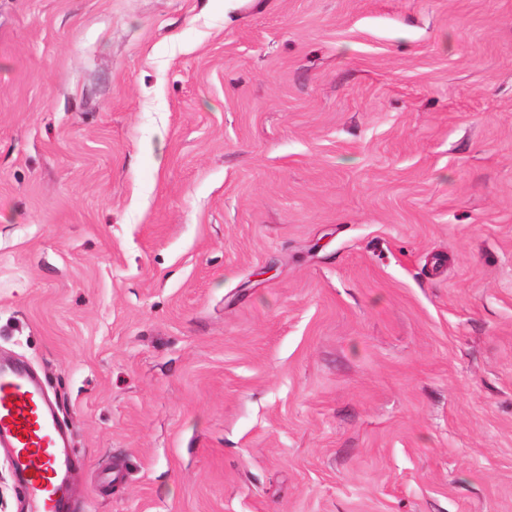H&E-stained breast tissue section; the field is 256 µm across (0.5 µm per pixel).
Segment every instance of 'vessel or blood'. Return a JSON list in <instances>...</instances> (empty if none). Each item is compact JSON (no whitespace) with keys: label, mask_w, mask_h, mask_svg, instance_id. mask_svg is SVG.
Returning <instances> with one entry per match:
<instances>
[{"label":"vessel or blood","mask_w":512,"mask_h":512,"mask_svg":"<svg viewBox=\"0 0 512 512\" xmlns=\"http://www.w3.org/2000/svg\"><path fill=\"white\" fill-rule=\"evenodd\" d=\"M69 438L56 401L28 369L0 362V448L23 477L28 512H73L74 502L63 498L72 468Z\"/></svg>","instance_id":"vessel-or-blood-1"}]
</instances>
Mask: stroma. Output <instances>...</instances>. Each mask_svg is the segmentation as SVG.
Masks as SVG:
<instances>
[{
    "label": "stroma",
    "mask_w": 512,
    "mask_h": 512,
    "mask_svg": "<svg viewBox=\"0 0 512 512\" xmlns=\"http://www.w3.org/2000/svg\"><path fill=\"white\" fill-rule=\"evenodd\" d=\"M81 512H512V0H0V354Z\"/></svg>",
    "instance_id": "obj_1"
}]
</instances>
